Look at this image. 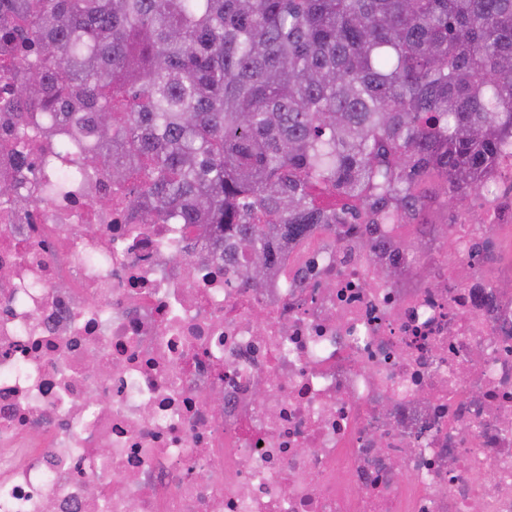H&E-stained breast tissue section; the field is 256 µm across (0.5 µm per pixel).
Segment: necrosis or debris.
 Wrapping results in <instances>:
<instances>
[{
  "label": "necrosis or debris",
  "instance_id": "obj_1",
  "mask_svg": "<svg viewBox=\"0 0 512 512\" xmlns=\"http://www.w3.org/2000/svg\"><path fill=\"white\" fill-rule=\"evenodd\" d=\"M16 110L0 76V512H512V156L452 254L318 227L259 294Z\"/></svg>",
  "mask_w": 512,
  "mask_h": 512
}]
</instances>
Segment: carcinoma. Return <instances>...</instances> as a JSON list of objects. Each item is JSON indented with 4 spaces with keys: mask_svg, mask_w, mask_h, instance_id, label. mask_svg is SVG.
I'll list each match as a JSON object with an SVG mask.
<instances>
[{
    "mask_svg": "<svg viewBox=\"0 0 512 512\" xmlns=\"http://www.w3.org/2000/svg\"><path fill=\"white\" fill-rule=\"evenodd\" d=\"M0 63L80 173L198 226L256 291L316 226L447 239L431 203L512 152V0H0Z\"/></svg>",
    "mask_w": 512,
    "mask_h": 512,
    "instance_id": "obj_1",
    "label": "carcinoma"
}]
</instances>
